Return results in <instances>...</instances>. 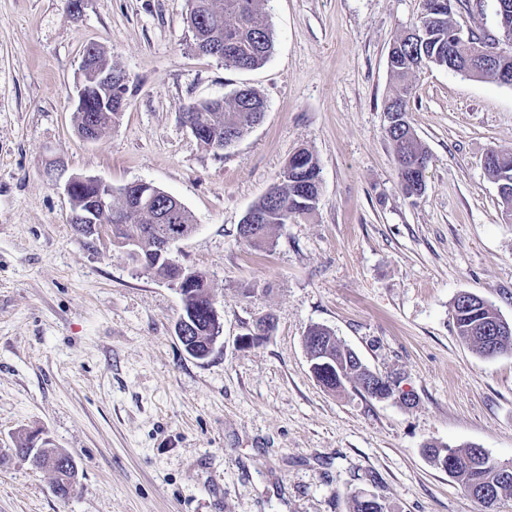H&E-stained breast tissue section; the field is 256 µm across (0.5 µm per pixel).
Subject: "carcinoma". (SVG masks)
<instances>
[{"label": "carcinoma", "instance_id": "1", "mask_svg": "<svg viewBox=\"0 0 512 512\" xmlns=\"http://www.w3.org/2000/svg\"><path fill=\"white\" fill-rule=\"evenodd\" d=\"M262 0H187L186 23L191 34L190 47L203 55L224 62V66L252 70L262 66L272 55L274 41L271 29L261 9ZM452 8L439 15L433 13L432 0H422V12L416 27L424 30L419 41L411 37L396 38L395 50L388 61V69L395 81L394 94L385 104L384 112L394 110L403 114L404 123L386 129L393 150L402 190H407L411 179V166L421 161L429 163V154L408 120V98L411 94V78L424 66L448 59V32L455 29L451 20ZM122 87H112V109L105 108V94L95 85L87 86L81 109L76 112L77 128H82L86 118L95 116L98 133L119 119L117 104L122 100ZM265 103L250 87H242L218 104L212 99L190 103L184 112L187 121L199 128L197 139L214 150H222L239 140L263 117ZM494 162L486 168V174L496 184L509 185L512 181V155L492 149ZM298 162L285 166L277 183L272 186L273 195L263 196L252 210L263 216L260 238L247 237L245 241L256 248L272 245L271 230L288 222L292 217L312 214L320 196V168L314 156L306 149L299 150ZM192 225L186 208L173 209V197L154 187L144 193L140 207L126 214L120 235L125 239H138L140 250L153 256L157 241L167 235L179 233ZM181 317L194 325L207 323L206 311L199 308L201 293L182 298ZM495 314V307L481 304L470 309H452L457 336L479 354L488 357L490 350L484 340V326ZM316 335L331 345L336 352V375L322 379L324 386L341 390L345 384L360 390L363 362L351 349L331 333L319 327ZM434 465L441 467L453 460L451 477L460 481L478 500L481 491L490 480L495 498L512 495V465L495 463L489 458L476 460L471 448H450L432 444L428 447ZM17 455L34 461V467L47 469L54 474V490L66 496L75 483L77 468L72 458L50 447L47 440L37 444L28 435L20 439ZM351 512H387L381 500L369 504V498L356 495L352 498Z\"/></svg>", "mask_w": 512, "mask_h": 512}]
</instances>
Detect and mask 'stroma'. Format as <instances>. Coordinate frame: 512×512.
I'll return each mask as SVG.
<instances>
[{
  "label": "stroma",
  "mask_w": 512,
  "mask_h": 512,
  "mask_svg": "<svg viewBox=\"0 0 512 512\" xmlns=\"http://www.w3.org/2000/svg\"><path fill=\"white\" fill-rule=\"evenodd\" d=\"M495 0H456L463 32L498 33ZM271 58L253 70L192 51L186 0H0V512H484L424 447L475 445L512 462V352L486 358L452 320L462 292L512 322V221L482 160L512 150V87L427 67L409 118L430 162L406 196L386 135L387 54L421 0H264ZM126 76L119 123L77 132L84 48ZM247 86L262 121L220 151L182 119L194 101ZM305 149L320 203L257 249L247 211ZM145 181L196 226L171 257L201 271L224 318L207 359L176 333L179 291L112 244L76 235L61 182ZM275 329L251 347L262 317ZM321 325L412 393L331 392L304 346ZM35 435L77 466L68 496L51 472L8 456Z\"/></svg>",
  "instance_id": "35a3bbf8"
}]
</instances>
